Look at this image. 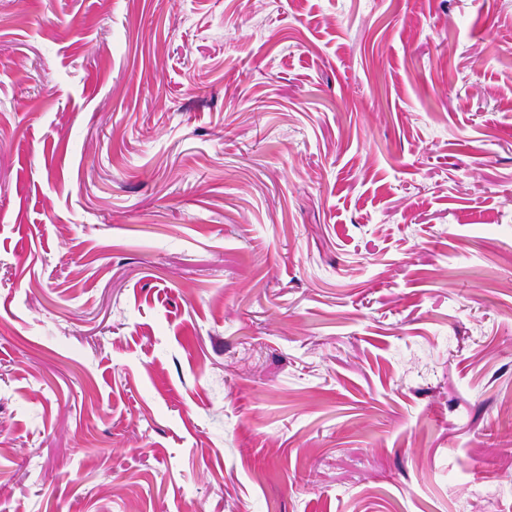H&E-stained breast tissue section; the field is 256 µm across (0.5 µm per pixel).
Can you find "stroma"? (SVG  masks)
I'll return each instance as SVG.
<instances>
[{
    "label": "stroma",
    "mask_w": 512,
    "mask_h": 512,
    "mask_svg": "<svg viewBox=\"0 0 512 512\" xmlns=\"http://www.w3.org/2000/svg\"><path fill=\"white\" fill-rule=\"evenodd\" d=\"M0 512H512V0H0Z\"/></svg>",
    "instance_id": "1"
}]
</instances>
